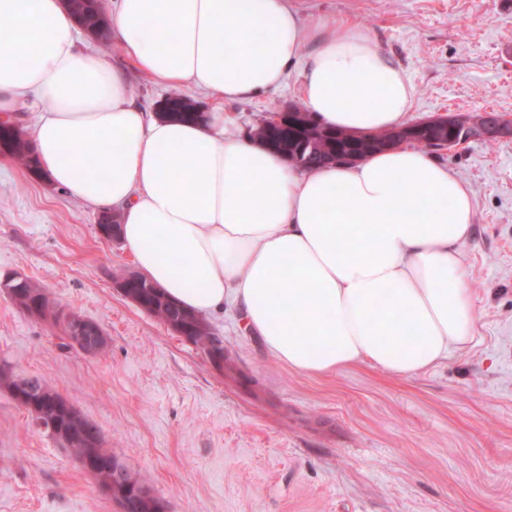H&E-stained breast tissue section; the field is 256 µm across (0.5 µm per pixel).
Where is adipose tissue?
<instances>
[{"label":"adipose tissue","instance_id":"ef3b65f1","mask_svg":"<svg viewBox=\"0 0 512 512\" xmlns=\"http://www.w3.org/2000/svg\"><path fill=\"white\" fill-rule=\"evenodd\" d=\"M0 19V119L45 104L30 136L43 172L118 212L136 271L170 299L201 316L234 307L269 354L312 375L413 377L473 341L460 259L472 192L447 165L401 145L303 170L223 113L194 125L147 112L122 70L80 46L65 0H0ZM110 19L158 85L245 102L295 67L321 126L408 123L406 72L353 26L306 22L295 0H113Z\"/></svg>","mask_w":512,"mask_h":512}]
</instances>
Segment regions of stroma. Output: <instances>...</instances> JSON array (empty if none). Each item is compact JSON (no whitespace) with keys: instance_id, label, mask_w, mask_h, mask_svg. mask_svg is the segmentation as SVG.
Segmentation results:
<instances>
[{"instance_id":"stroma-1","label":"stroma","mask_w":512,"mask_h":512,"mask_svg":"<svg viewBox=\"0 0 512 512\" xmlns=\"http://www.w3.org/2000/svg\"><path fill=\"white\" fill-rule=\"evenodd\" d=\"M310 21L368 33L410 77L411 119L493 110L512 120V0H299ZM137 99L159 112L169 88L109 47ZM297 72L250 102L224 106L250 133L299 105ZM473 195L461 249L475 340L399 378L360 366L324 376L288 369L238 313L208 317L224 342L216 367L114 286L133 269L102 240L97 211L0 155V275L19 272L57 305L98 323L107 349L87 357L60 328L0 293V363L48 381L147 474L167 512H512V138L437 150ZM0 512H119L68 450L0 393Z\"/></svg>"}]
</instances>
